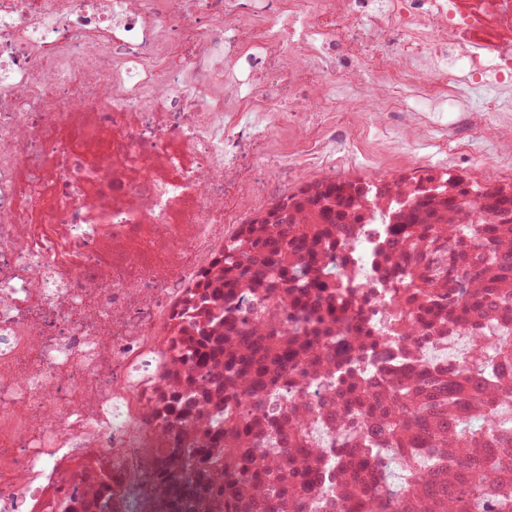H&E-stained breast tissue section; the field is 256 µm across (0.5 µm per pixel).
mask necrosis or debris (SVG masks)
Returning a JSON list of instances; mask_svg holds the SVG:
<instances>
[{"label":"necrosis or debris","instance_id":"1","mask_svg":"<svg viewBox=\"0 0 512 512\" xmlns=\"http://www.w3.org/2000/svg\"><path fill=\"white\" fill-rule=\"evenodd\" d=\"M413 95L512 119V0H0V512H215L176 492L212 422L181 400L224 376L233 228L335 167L342 99ZM375 218L341 277L384 346L302 360L261 394L302 423L315 481L297 512H343L336 388L456 373L498 327L398 330V271Z\"/></svg>","mask_w":512,"mask_h":512}]
</instances>
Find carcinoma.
<instances>
[{"instance_id":"cac0c4a2","label":"carcinoma","mask_w":512,"mask_h":512,"mask_svg":"<svg viewBox=\"0 0 512 512\" xmlns=\"http://www.w3.org/2000/svg\"><path fill=\"white\" fill-rule=\"evenodd\" d=\"M366 186L322 179L279 199L250 220L224 245V281L215 296L229 312L247 293L275 298L262 325L240 327L232 320L224 351L212 348L203 361L224 357V381H213L204 396L233 390L235 406H224V429L205 433L197 448L187 449V469L180 489L205 494L219 512H275L284 495L292 504L310 490L306 472L286 483L257 467L250 448L267 436L280 437L281 452L308 447L304 428H288L283 415L273 418L255 401L270 381L288 374L305 355L344 341L362 346L375 342L356 320L354 298L346 297L337 270L347 261L341 246L353 227L370 223ZM406 196L407 208L389 212L397 235L383 253L400 266V327L406 336H422L431 327L465 325L477 315L512 318V186L481 192L464 179L432 174L408 182L399 178L379 187L377 199L393 204ZM288 314L289 326L278 324ZM345 326L347 335L333 332ZM492 372L481 367L473 377L441 376L430 391L421 378L394 377L353 384L341 395L348 419L366 420L368 438L400 442L407 436L467 446L496 429L512 431V411L499 409V398L486 391ZM457 490L433 479L409 458L386 469L385 497L368 483L356 496L370 512H395L410 499L417 512H484L486 484L476 465L465 461Z\"/></svg>"}]
</instances>
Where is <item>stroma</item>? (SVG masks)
<instances>
[{"label": "stroma", "mask_w": 512, "mask_h": 512, "mask_svg": "<svg viewBox=\"0 0 512 512\" xmlns=\"http://www.w3.org/2000/svg\"><path fill=\"white\" fill-rule=\"evenodd\" d=\"M348 125L336 136V167L309 170L288 183L289 192L326 176L336 180L384 182L410 172L413 149H420L434 175L459 176L482 188L512 182V122L496 123L492 139L477 132L491 123V113L430 112L418 117L404 100L376 120L360 99L349 102Z\"/></svg>", "instance_id": "1"}]
</instances>
